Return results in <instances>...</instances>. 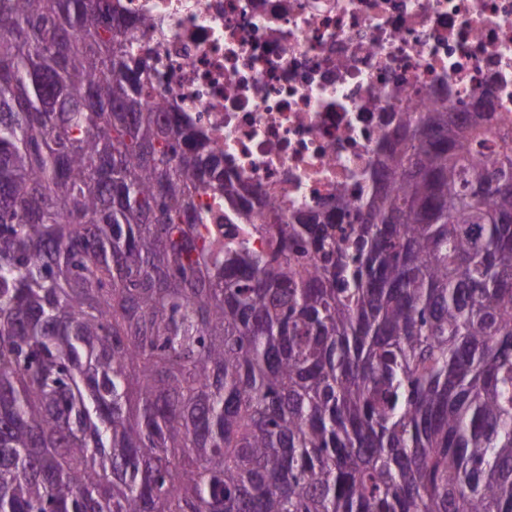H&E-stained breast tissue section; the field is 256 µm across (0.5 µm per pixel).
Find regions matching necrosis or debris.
<instances>
[{
	"label": "necrosis or debris",
	"mask_w": 512,
	"mask_h": 512,
	"mask_svg": "<svg viewBox=\"0 0 512 512\" xmlns=\"http://www.w3.org/2000/svg\"><path fill=\"white\" fill-rule=\"evenodd\" d=\"M150 98L201 128L235 201L198 203L224 245L358 203L401 114L491 97L512 120V0H114ZM279 222V223H280Z\"/></svg>",
	"instance_id": "1"
}]
</instances>
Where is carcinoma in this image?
<instances>
[{
	"label": "carcinoma",
	"mask_w": 512,
	"mask_h": 512,
	"mask_svg": "<svg viewBox=\"0 0 512 512\" xmlns=\"http://www.w3.org/2000/svg\"><path fill=\"white\" fill-rule=\"evenodd\" d=\"M112 0H0V512H512V132L407 113L257 253Z\"/></svg>",
	"instance_id": "1"
}]
</instances>
